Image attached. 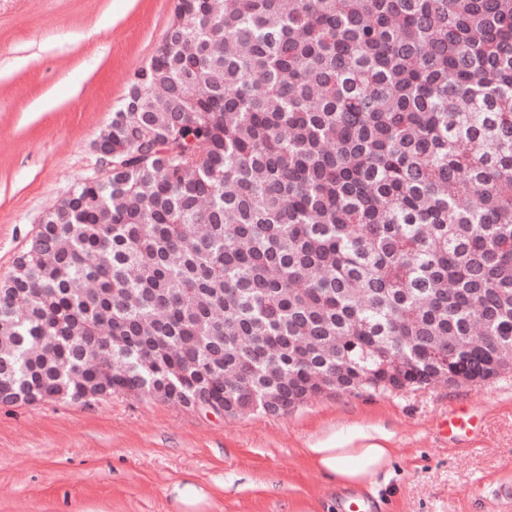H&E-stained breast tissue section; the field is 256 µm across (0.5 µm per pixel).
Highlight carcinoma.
I'll list each match as a JSON object with an SVG mask.
<instances>
[{"instance_id":"cac0c4a2","label":"carcinoma","mask_w":512,"mask_h":512,"mask_svg":"<svg viewBox=\"0 0 512 512\" xmlns=\"http://www.w3.org/2000/svg\"><path fill=\"white\" fill-rule=\"evenodd\" d=\"M0 277V403L285 416L512 373V0H196Z\"/></svg>"}]
</instances>
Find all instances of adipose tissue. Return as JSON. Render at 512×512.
<instances>
[{"instance_id": "ef3b65f1", "label": "adipose tissue", "mask_w": 512, "mask_h": 512, "mask_svg": "<svg viewBox=\"0 0 512 512\" xmlns=\"http://www.w3.org/2000/svg\"><path fill=\"white\" fill-rule=\"evenodd\" d=\"M359 447L329 438L310 446L306 455L316 469L340 484L362 483L371 474L388 466L393 451L377 443L374 435L358 433Z\"/></svg>"}]
</instances>
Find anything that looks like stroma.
I'll use <instances>...</instances> for the list:
<instances>
[{"label":"stroma","mask_w":512,"mask_h":512,"mask_svg":"<svg viewBox=\"0 0 512 512\" xmlns=\"http://www.w3.org/2000/svg\"><path fill=\"white\" fill-rule=\"evenodd\" d=\"M175 0H0V276L43 214L95 176L94 142L152 57ZM452 409L472 432L447 439ZM383 434L376 512H512V376L233 419L126 395L0 404V512H345L351 487L305 454Z\"/></svg>","instance_id":"stroma-1"}]
</instances>
